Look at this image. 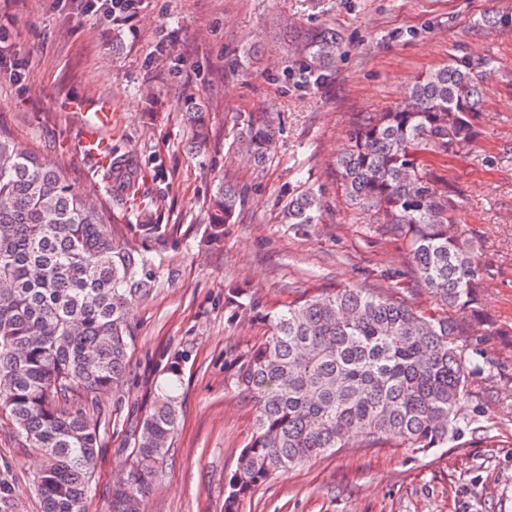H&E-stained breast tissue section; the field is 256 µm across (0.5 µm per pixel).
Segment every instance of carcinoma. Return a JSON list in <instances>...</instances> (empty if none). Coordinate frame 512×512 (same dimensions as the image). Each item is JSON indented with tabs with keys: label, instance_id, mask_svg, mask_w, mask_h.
<instances>
[{
	"label": "carcinoma",
	"instance_id": "cac0c4a2",
	"mask_svg": "<svg viewBox=\"0 0 512 512\" xmlns=\"http://www.w3.org/2000/svg\"><path fill=\"white\" fill-rule=\"evenodd\" d=\"M338 34L307 38L315 72L335 58ZM490 57L452 54L420 77L411 95L382 112L353 118L336 176L350 206L394 229L409 246L423 289L468 319L481 307L485 269L475 241L455 231L459 204L428 164L474 142ZM186 149L205 150L207 112L193 95L181 112ZM240 156L260 166L275 132L258 115L245 119ZM116 201L140 191L142 164L131 150L109 152L99 170ZM247 189L229 181L209 199L205 243H224V225ZM320 204L291 197L282 219L305 226ZM145 237L171 232L151 206L137 214ZM105 206L71 188L64 169L18 150L0 130V415L34 448L41 467L33 489L42 512H86L102 439L97 394L118 385L128 366L131 306L155 286L148 259L124 237ZM231 314L248 310L270 330L237 361L234 380L256 405L255 431L224 488V512H241L256 489L279 474L349 447L446 448L460 434L457 409L469 379L484 371L478 352L454 342L457 324L427 316L403 298L372 288L307 295L272 313L243 288L229 291ZM182 356L167 363L165 385L134 437L129 468L112 485L109 512H141L179 421L175 383Z\"/></svg>",
	"mask_w": 512,
	"mask_h": 512
}]
</instances>
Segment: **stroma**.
<instances>
[{"instance_id":"stroma-1","label":"stroma","mask_w":512,"mask_h":512,"mask_svg":"<svg viewBox=\"0 0 512 512\" xmlns=\"http://www.w3.org/2000/svg\"><path fill=\"white\" fill-rule=\"evenodd\" d=\"M512 0H139L132 20L74 0H0L9 39L0 66V128L24 150L64 164L74 190L100 200L84 153L94 100L112 111L105 143L141 157L147 202L173 225L142 240L155 288L130 313V361L121 386L98 395L103 446L87 512H107L112 485L132 461V439L174 353L185 360L180 423L145 512H224V485L254 430L255 404L236 387V358L269 332L243 311L229 318L232 288L265 311L340 288L396 293L423 311L446 307L413 274L406 242L349 207L336 158L355 115L403 100L421 74L460 51L494 60L481 135L431 164L460 201L456 228L476 240L489 269L485 321H462L458 346L479 352L459 410L463 436L448 447L343 448L263 485L242 512H512V28L485 25ZM336 29V60L304 79L306 38ZM26 64L18 77L11 59ZM210 114L204 153L186 150L187 93ZM263 113L278 128L256 170L232 145L237 117ZM248 190L224 245L204 244L206 205L224 181ZM311 193L317 223L281 221L288 198ZM39 463L0 416V512H41Z\"/></svg>"}]
</instances>
